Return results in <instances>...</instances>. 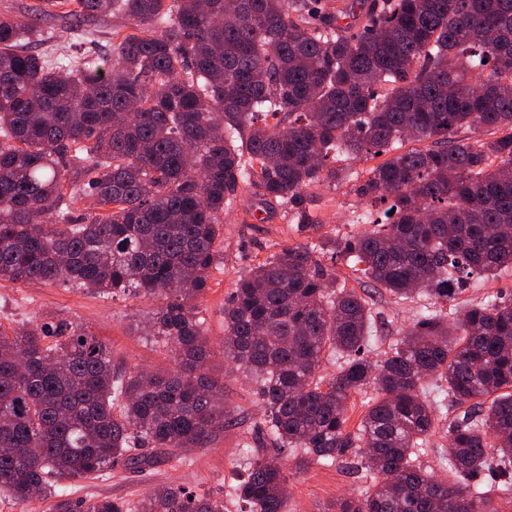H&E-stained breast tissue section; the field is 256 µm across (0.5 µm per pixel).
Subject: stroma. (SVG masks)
I'll list each match as a JSON object with an SVG mask.
<instances>
[{"instance_id": "1", "label": "stroma", "mask_w": 512, "mask_h": 512, "mask_svg": "<svg viewBox=\"0 0 512 512\" xmlns=\"http://www.w3.org/2000/svg\"><path fill=\"white\" fill-rule=\"evenodd\" d=\"M39 3L40 0H0V12L53 27L56 43H68L70 20L41 15L37 10ZM311 206L327 229L341 236L361 232L363 226L357 216L373 208L347 184L318 188ZM373 209L381 213L385 207L380 204ZM222 236V258L211 271L209 288L198 312L201 328L216 349L214 363L224 368V396L236 409L233 425L217 434L208 447L175 456L162 455L152 468L140 471L118 465L106 474L75 481L73 498H117L134 506L155 487L180 485L197 495L211 494L223 499L224 512H243L236 487L248 459L274 453L287 467L288 512H336L340 501L360 496L372 485V474L363 469L350 470L341 460L330 467L297 470L298 450H278L266 440L264 414L250 381L233 364L225 362L220 351L224 340V306L238 276L281 248L308 243V236L293 229L286 206L266 202L251 191L246 192L235 210L225 213ZM335 269L337 278L345 281L347 287L373 301L377 340L369 346L367 354L371 359H382L400 332L415 319L418 303L396 301L385 289L355 279L343 262H336ZM156 306V301L129 293L99 296L67 283L23 285L0 281V331L12 332L41 315L65 316L106 339L112 347L116 372L125 376L173 365L162 347L145 336L141 328ZM426 396L432 405L438 406L439 415L420 461L437 479L448 481L453 477L448 462V423L457 411L436 386H429Z\"/></svg>"}]
</instances>
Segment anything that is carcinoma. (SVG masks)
I'll return each mask as SVG.
<instances>
[{
    "label": "carcinoma",
    "mask_w": 512,
    "mask_h": 512,
    "mask_svg": "<svg viewBox=\"0 0 512 512\" xmlns=\"http://www.w3.org/2000/svg\"><path fill=\"white\" fill-rule=\"evenodd\" d=\"M67 3L78 23L119 14L132 32L108 66L79 50L81 28L50 59L23 45L52 32L0 13V280L155 298L149 335L174 367L120 377L110 345L65 317L0 332V493L129 512L55 488L205 448L232 423L196 301L221 259L224 212L256 189L317 240L241 274L224 306V358L255 382L268 439L301 449L300 469L357 449L374 483L337 512L511 504L512 294L461 314L445 305L512 267V233L498 230L512 227V0H42L38 11ZM382 155L364 172L340 166ZM347 181L389 214L340 237L308 203ZM321 254L424 303L382 359L365 353L371 305ZM433 378L462 411L448 424V482L417 458L437 419L423 393ZM368 385L377 397L351 432L348 400ZM287 482L258 455L236 493L249 512H286ZM223 509L175 485L136 507Z\"/></svg>",
    "instance_id": "cac0c4a2"
}]
</instances>
